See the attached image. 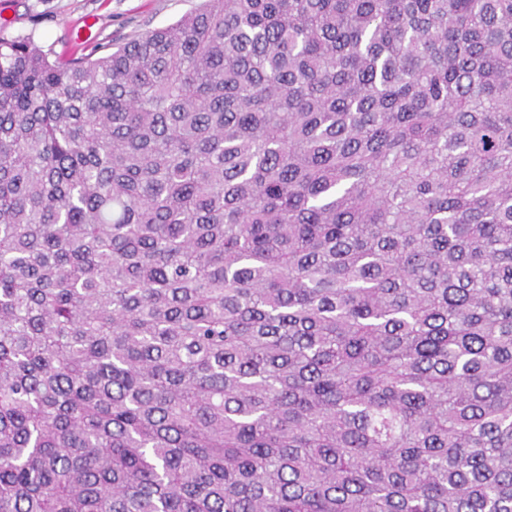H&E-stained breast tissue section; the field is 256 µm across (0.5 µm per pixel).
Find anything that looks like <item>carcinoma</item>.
Returning <instances> with one entry per match:
<instances>
[{"label": "carcinoma", "mask_w": 512, "mask_h": 512, "mask_svg": "<svg viewBox=\"0 0 512 512\" xmlns=\"http://www.w3.org/2000/svg\"><path fill=\"white\" fill-rule=\"evenodd\" d=\"M0 512H512V0L0 39Z\"/></svg>", "instance_id": "cac0c4a2"}]
</instances>
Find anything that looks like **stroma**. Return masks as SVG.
<instances>
[{"mask_svg":"<svg viewBox=\"0 0 512 512\" xmlns=\"http://www.w3.org/2000/svg\"><path fill=\"white\" fill-rule=\"evenodd\" d=\"M202 0H0V38H31L50 57L107 53L166 27Z\"/></svg>","mask_w":512,"mask_h":512,"instance_id":"1","label":"stroma"}]
</instances>
